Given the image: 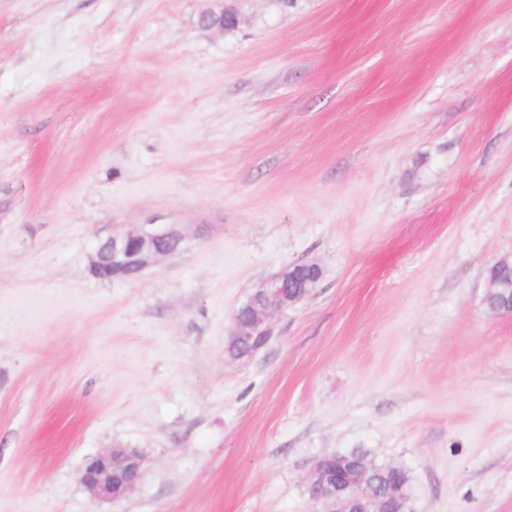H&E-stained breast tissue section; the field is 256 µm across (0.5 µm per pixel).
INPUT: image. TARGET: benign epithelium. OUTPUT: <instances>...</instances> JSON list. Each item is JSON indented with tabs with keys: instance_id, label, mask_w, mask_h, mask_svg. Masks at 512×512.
I'll use <instances>...</instances> for the list:
<instances>
[{
	"instance_id": "7a95c632",
	"label": "benign epithelium",
	"mask_w": 512,
	"mask_h": 512,
	"mask_svg": "<svg viewBox=\"0 0 512 512\" xmlns=\"http://www.w3.org/2000/svg\"><path fill=\"white\" fill-rule=\"evenodd\" d=\"M171 230L162 224H135L122 233L100 241L92 263L93 274L102 280H115L126 270L142 271L166 256L162 242ZM322 276L316 263L290 264L264 280L248 297L247 318H233L232 338L256 339L255 347L266 344L273 333V319L280 312L309 295ZM502 290L499 311L512 313V280L488 283V292ZM332 455L320 457L308 480L311 497L319 505L316 512H370L383 499L396 507L392 486L373 489L365 460L340 471L331 463ZM143 458L123 448L91 457L81 473V481L97 500L116 501L127 496L142 476Z\"/></svg>"
}]
</instances>
